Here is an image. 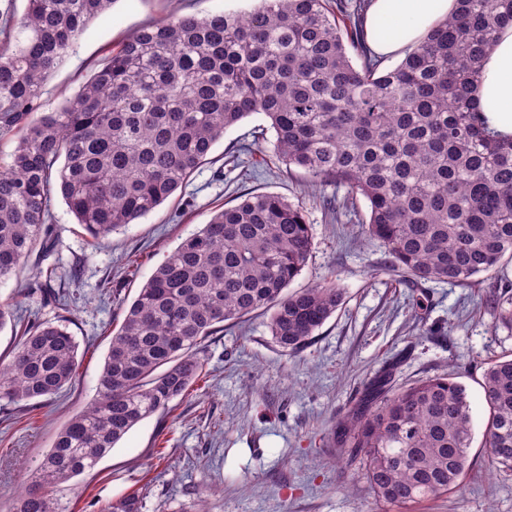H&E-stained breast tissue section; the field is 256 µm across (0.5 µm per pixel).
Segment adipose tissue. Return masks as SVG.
Masks as SVG:
<instances>
[{"instance_id":"obj_1","label":"adipose tissue","mask_w":512,"mask_h":512,"mask_svg":"<svg viewBox=\"0 0 512 512\" xmlns=\"http://www.w3.org/2000/svg\"><path fill=\"white\" fill-rule=\"evenodd\" d=\"M456 0H372L364 29L372 53L384 59L417 46L439 20L451 16ZM486 125L512 138V25L500 29L487 55L474 95Z\"/></svg>"}]
</instances>
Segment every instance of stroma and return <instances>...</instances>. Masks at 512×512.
Segmentation results:
<instances>
[{"instance_id": "obj_1", "label": "stroma", "mask_w": 512, "mask_h": 512, "mask_svg": "<svg viewBox=\"0 0 512 512\" xmlns=\"http://www.w3.org/2000/svg\"><path fill=\"white\" fill-rule=\"evenodd\" d=\"M249 7L248 0H114L48 77L45 111L64 104L141 26L174 13L203 16ZM266 125L255 114L226 130L185 188L100 241L86 235L60 192H53L50 226L59 246L52 260L80 270L78 282L66 286L79 365L72 383L51 398L0 401V512H8L60 430L95 397L123 310L155 268L214 210L251 191L302 202L313 249L293 286L335 278L345 291L343 306L296 354L274 342L262 312L210 337L198 351L206 379L174 400L170 412L137 424L94 469L61 485L57 495L67 512H101L135 489L144 495V512H196L202 501L209 512H401L376 501L359 459L337 456L334 444L337 417L391 362L403 384L456 372L476 433L461 489L415 512H512V472H493L485 463L478 384L480 363L512 354V330L496 325L486 302L493 288L512 283V261L468 287L430 283L416 291L390 271L386 248L366 235L365 201L331 212L324 197L344 195V188L312 185L299 170L256 176L234 164V156L247 153L271 159L275 137ZM37 271L32 259L0 281V302L21 316L50 320L58 311L33 291Z\"/></svg>"}]
</instances>
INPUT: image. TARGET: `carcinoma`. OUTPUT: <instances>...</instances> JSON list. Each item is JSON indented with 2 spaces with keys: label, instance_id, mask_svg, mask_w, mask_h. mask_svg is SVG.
<instances>
[{
  "label": "carcinoma",
  "instance_id": "obj_1",
  "mask_svg": "<svg viewBox=\"0 0 512 512\" xmlns=\"http://www.w3.org/2000/svg\"><path fill=\"white\" fill-rule=\"evenodd\" d=\"M112 3L27 0L19 17L0 11V137L16 141L0 167V280L36 247L55 251L53 187L87 235L105 239L185 186L224 132L258 113L285 173L364 199L366 233L405 281L467 286L512 259V139L491 134L471 101L483 56L512 23V0H457L454 15L384 71L365 43L368 0H256L248 11L173 16L134 32L60 108L42 111L48 75ZM312 244L303 206L277 193L215 210L125 309L96 397L58 433L37 483L9 512H62L52 489L185 396L203 375L196 350L224 324L264 311L281 348L307 347L345 301L333 279L288 291ZM39 275L46 298L70 312L67 293L49 288L56 268ZM490 300L495 324L512 329V291ZM77 353L62 320L20 324L0 365V400L57 394ZM480 386L488 462L512 471V357L484 363ZM336 436L360 455L378 501L442 497L471 466L466 388L452 373L399 387L383 367ZM143 500L132 491L105 512H142Z\"/></svg>",
  "mask_w": 512,
  "mask_h": 512
}]
</instances>
